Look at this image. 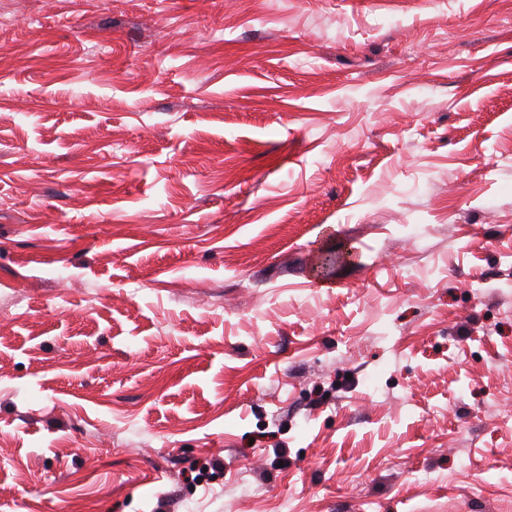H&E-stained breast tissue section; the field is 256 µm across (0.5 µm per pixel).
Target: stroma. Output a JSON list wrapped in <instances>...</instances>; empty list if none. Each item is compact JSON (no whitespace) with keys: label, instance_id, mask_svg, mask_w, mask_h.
I'll list each match as a JSON object with an SVG mask.
<instances>
[{"label":"stroma","instance_id":"stroma-1","mask_svg":"<svg viewBox=\"0 0 512 512\" xmlns=\"http://www.w3.org/2000/svg\"><path fill=\"white\" fill-rule=\"evenodd\" d=\"M509 410L512 0H0V512H512Z\"/></svg>","mask_w":512,"mask_h":512}]
</instances>
